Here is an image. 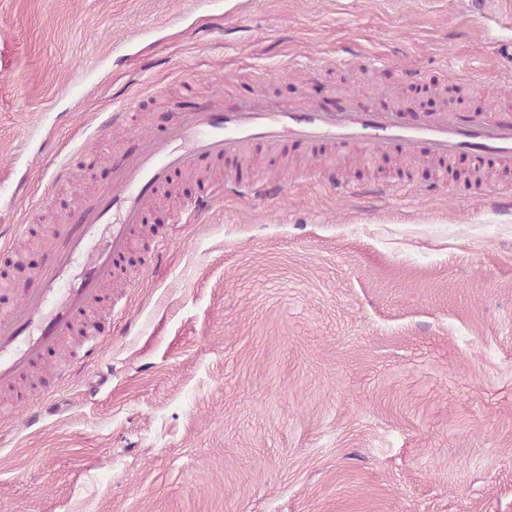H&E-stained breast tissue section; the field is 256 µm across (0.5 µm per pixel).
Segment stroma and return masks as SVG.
Returning a JSON list of instances; mask_svg holds the SVG:
<instances>
[{
  "label": "stroma",
  "mask_w": 512,
  "mask_h": 512,
  "mask_svg": "<svg viewBox=\"0 0 512 512\" xmlns=\"http://www.w3.org/2000/svg\"><path fill=\"white\" fill-rule=\"evenodd\" d=\"M0 0V310L57 215L111 184L132 104L344 94L418 117L512 93V0ZM68 176L53 183L59 162ZM340 150L253 156L271 199L179 204L231 175L174 177L100 300L122 299L51 416L0 419V512H512V172ZM388 182L383 199L346 189ZM438 190H430V183ZM29 225L30 236L12 227Z\"/></svg>",
  "instance_id": "35a3bbf8"
}]
</instances>
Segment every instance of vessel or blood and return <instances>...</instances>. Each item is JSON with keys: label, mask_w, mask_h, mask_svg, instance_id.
<instances>
[{"label": "vessel or blood", "mask_w": 512, "mask_h": 512, "mask_svg": "<svg viewBox=\"0 0 512 512\" xmlns=\"http://www.w3.org/2000/svg\"><path fill=\"white\" fill-rule=\"evenodd\" d=\"M342 147L360 155L402 152L410 156L467 155L474 171L512 170V105L470 119L441 110L422 124L402 123L395 105L365 109L349 103L328 111L311 102L281 104L253 94L232 107L197 96L178 109L159 136L139 135L133 154L114 159L111 185L90 202L72 205L59 225L50 259L31 281L20 303L0 313V388H13L71 336L79 318L112 283L116 265L135 245V228L146 221L154 193L173 176L212 158L231 166L252 153L319 151ZM234 182L202 184L183 203L182 217L194 220L218 196L237 192Z\"/></svg>", "instance_id": "obj_1"}]
</instances>
